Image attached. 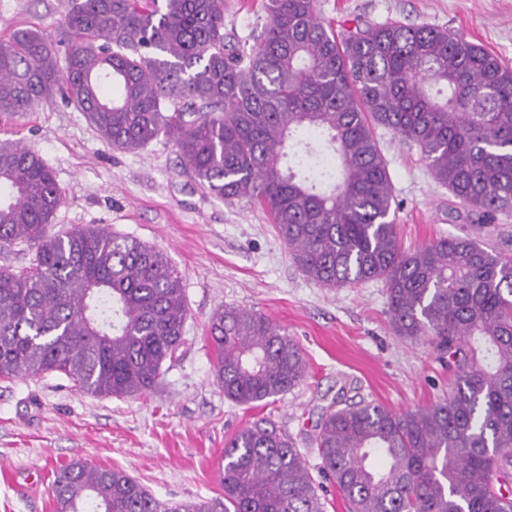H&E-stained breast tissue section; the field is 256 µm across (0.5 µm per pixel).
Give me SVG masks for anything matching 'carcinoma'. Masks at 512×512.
Here are the masks:
<instances>
[{
  "label": "carcinoma",
  "instance_id": "obj_1",
  "mask_svg": "<svg viewBox=\"0 0 512 512\" xmlns=\"http://www.w3.org/2000/svg\"><path fill=\"white\" fill-rule=\"evenodd\" d=\"M244 55L224 0H77L56 44L36 29L0 42V114L60 95L113 148L164 137L197 182L269 215L324 288L383 283L390 325L448 354L443 400L397 413L333 405L315 439L347 512H512V258L468 236L405 250L375 129L420 150L434 179L482 223L512 209V68L446 27L334 28L315 0H264ZM64 51H59V47ZM62 191L48 164L0 146V379L59 373L83 392L153 390L183 344L182 274L155 247L105 228L52 233ZM224 398L254 406L307 375L298 344L263 314L210 321ZM223 493L158 499L123 469H60L56 512H323L292 439L260 420L225 446Z\"/></svg>",
  "mask_w": 512,
  "mask_h": 512
}]
</instances>
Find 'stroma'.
Wrapping results in <instances>:
<instances>
[{"label": "stroma", "mask_w": 512, "mask_h": 512, "mask_svg": "<svg viewBox=\"0 0 512 512\" xmlns=\"http://www.w3.org/2000/svg\"><path fill=\"white\" fill-rule=\"evenodd\" d=\"M73 5L0 0V41L26 28L57 39ZM315 7L336 26L356 18L445 27L512 66V0H315ZM265 21L262 0H224V32L236 47L250 49ZM376 136L405 249L468 235L512 256V211L480 226L434 180L416 146L382 127ZM1 143L22 145L52 168L64 193L54 231L105 227L166 254L184 276L187 322L175 359L142 396H95L60 374L0 380V512H55L53 474L73 460L123 469L163 501L218 496L226 442L262 419L292 437L315 473L313 439L329 405L366 401L402 412L447 398L453 379L445 360L427 339L394 333L381 282L317 285L260 206L211 196L169 140L115 150L57 98L0 114ZM225 305L262 313L299 345L308 366L300 385L257 407L225 399L208 341L211 317Z\"/></svg>", "instance_id": "obj_1"}]
</instances>
